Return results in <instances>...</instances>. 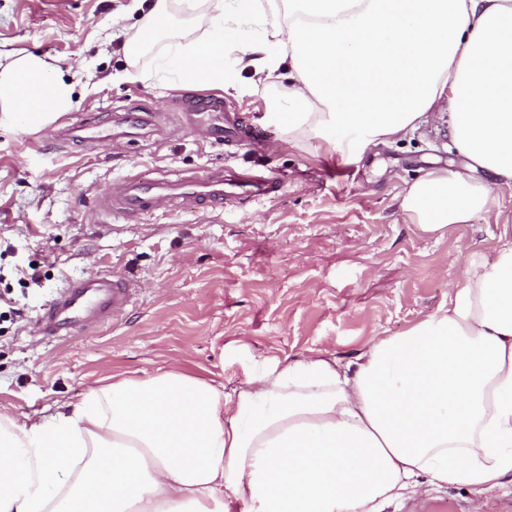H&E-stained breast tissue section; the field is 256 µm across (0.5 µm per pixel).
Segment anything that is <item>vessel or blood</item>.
Returning a JSON list of instances; mask_svg holds the SVG:
<instances>
[{"label": "vessel or blood", "mask_w": 512, "mask_h": 512, "mask_svg": "<svg viewBox=\"0 0 512 512\" xmlns=\"http://www.w3.org/2000/svg\"><path fill=\"white\" fill-rule=\"evenodd\" d=\"M180 127H203L206 138L215 143L238 136L242 125L237 115L225 113L224 100L216 95L191 100L177 115ZM111 124L74 122L64 130L69 142H82L99 132H111ZM225 179L220 169L202 174L161 173L145 180L127 177L120 191L96 197L95 209L136 222L158 212L192 207L217 211L224 207ZM133 299V290L114 277L76 281L63 288L42 309L35 323L41 336H63L88 325L115 318Z\"/></svg>", "instance_id": "1"}]
</instances>
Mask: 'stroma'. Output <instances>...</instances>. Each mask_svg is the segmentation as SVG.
I'll return each instance as SVG.
<instances>
[{"label":"stroma","mask_w":512,"mask_h":512,"mask_svg":"<svg viewBox=\"0 0 512 512\" xmlns=\"http://www.w3.org/2000/svg\"><path fill=\"white\" fill-rule=\"evenodd\" d=\"M128 0H0V52L54 59L74 86L68 111L37 126L0 112V407L20 421L75 405L117 373L143 379L180 363L226 389L255 360L281 364L316 350L356 360L375 336L403 332L448 300L468 252L512 242V188L499 206L440 237H421L400 207L407 183L455 157L439 117L351 161L321 140L290 144L260 116L279 84L224 95L260 135L211 143L189 129L107 145L61 144V122L146 105L171 112L188 93L156 73L159 40L131 58L112 20ZM146 80L119 75L130 67ZM257 174L266 197L225 198L223 211L184 210L130 224L97 213V195L130 175ZM102 271L137 286L133 304L65 340L33 322L68 283ZM383 512H512V484L482 493L422 486Z\"/></svg>","instance_id":"35a3bbf8"}]
</instances>
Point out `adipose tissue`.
Returning <instances> with one entry per match:
<instances>
[{"mask_svg":"<svg viewBox=\"0 0 512 512\" xmlns=\"http://www.w3.org/2000/svg\"><path fill=\"white\" fill-rule=\"evenodd\" d=\"M143 9L138 56L186 90L284 80L261 122L361 160L447 116L455 170L435 168L400 206L418 233L472 223L512 187V0H287L267 24L254 0H208L173 33L175 0ZM208 40L195 39V32ZM71 105L43 58L0 67V110L30 125ZM512 482V243L471 257L448 301L356 363L320 351L258 363L245 387L180 368L113 378L34 422L0 410V512H381L420 484Z\"/></svg>","mask_w":512,"mask_h":512,"instance_id":"obj_1","label":"adipose tissue"}]
</instances>
